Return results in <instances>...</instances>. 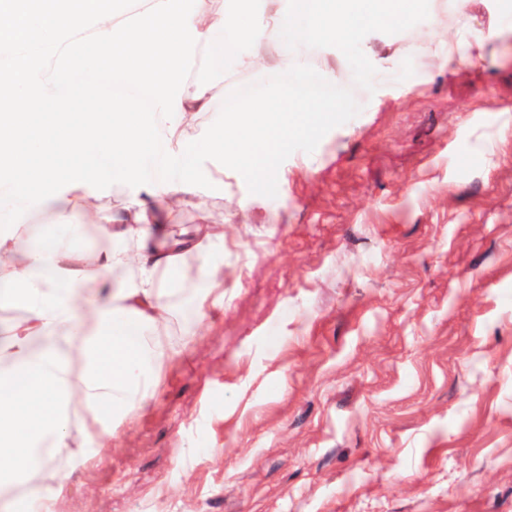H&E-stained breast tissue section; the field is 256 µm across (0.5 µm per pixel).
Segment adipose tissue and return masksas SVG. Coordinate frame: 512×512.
Listing matches in <instances>:
<instances>
[{
    "label": "adipose tissue",
    "instance_id": "1",
    "mask_svg": "<svg viewBox=\"0 0 512 512\" xmlns=\"http://www.w3.org/2000/svg\"><path fill=\"white\" fill-rule=\"evenodd\" d=\"M420 0H202L193 18L209 45L225 36L224 67L252 71L287 63L306 69L311 45L355 47L403 24ZM221 91L188 80L174 142L201 130ZM166 192L131 197L122 211L92 203L78 186L55 200L41 233L20 227L0 240V304L21 309L0 337V512H59L72 472L82 468L130 418L149 405L167 365L182 353L168 339L171 299L194 267L199 315L224 302V227L196 224L164 233L174 215ZM96 225L103 247L80 243ZM130 270L120 287L112 273ZM68 466L53 483L30 475Z\"/></svg>",
    "mask_w": 512,
    "mask_h": 512
}]
</instances>
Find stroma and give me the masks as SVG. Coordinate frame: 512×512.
<instances>
[{"instance_id":"1","label":"stroma","mask_w":512,"mask_h":512,"mask_svg":"<svg viewBox=\"0 0 512 512\" xmlns=\"http://www.w3.org/2000/svg\"><path fill=\"white\" fill-rule=\"evenodd\" d=\"M413 22L313 47L362 110L276 197L228 170L181 207L224 227V305L174 299L182 355L61 512H512V0ZM464 26L499 36L445 61Z\"/></svg>"}]
</instances>
